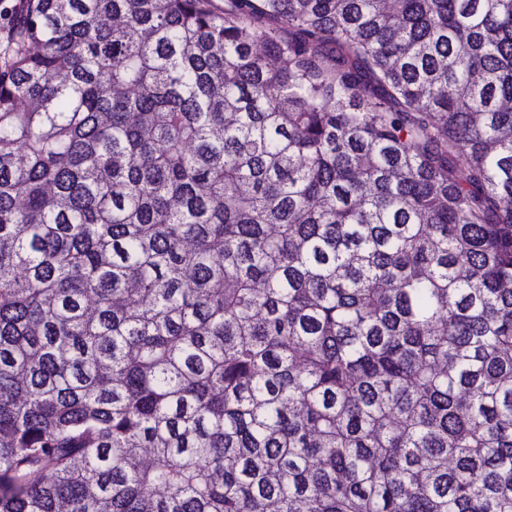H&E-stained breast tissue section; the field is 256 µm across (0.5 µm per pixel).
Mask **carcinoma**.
<instances>
[{"label":"carcinoma","instance_id":"cac0c4a2","mask_svg":"<svg viewBox=\"0 0 512 512\" xmlns=\"http://www.w3.org/2000/svg\"><path fill=\"white\" fill-rule=\"evenodd\" d=\"M5 40L0 512H512V0Z\"/></svg>","mask_w":512,"mask_h":512}]
</instances>
